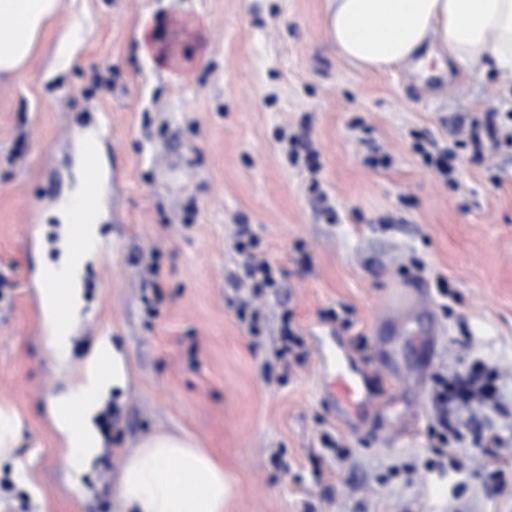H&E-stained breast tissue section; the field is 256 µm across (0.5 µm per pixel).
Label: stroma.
<instances>
[{"label":"stroma","instance_id":"stroma-1","mask_svg":"<svg viewBox=\"0 0 512 512\" xmlns=\"http://www.w3.org/2000/svg\"><path fill=\"white\" fill-rule=\"evenodd\" d=\"M326 12L327 0H62L25 68L0 76V402L24 420L0 462V512H120L124 458L159 431L191 434L223 464L226 512H512V463L499 492L481 483V450L463 449L461 487L424 466L434 372L471 350L512 401V148L461 153L449 181L421 151L452 141L459 120L512 113V76L363 71L337 57ZM146 18L184 68L142 54ZM92 127L106 221L74 345L113 337L129 380L79 480L49 413L72 373L43 346L39 269L57 255L52 211ZM322 191L336 223L317 208ZM240 224L279 270L256 299ZM439 276L456 299L430 301L434 361L423 368V322L409 315L390 340L396 384L376 360L383 300ZM230 297L252 299L257 332ZM287 323L303 360L280 353ZM333 334L388 397L359 430L322 398L317 348Z\"/></svg>","mask_w":512,"mask_h":512}]
</instances>
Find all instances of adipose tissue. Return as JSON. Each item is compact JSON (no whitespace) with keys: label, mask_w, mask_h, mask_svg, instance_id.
<instances>
[{"label":"adipose tissue","mask_w":512,"mask_h":512,"mask_svg":"<svg viewBox=\"0 0 512 512\" xmlns=\"http://www.w3.org/2000/svg\"><path fill=\"white\" fill-rule=\"evenodd\" d=\"M59 0H0V75H11L34 55ZM326 34L339 57L384 72L406 63L449 60L480 75L492 67L512 75V0H328ZM99 181L82 178L75 199L63 201L61 256L41 268L43 343L77 376L50 403L74 474L86 471L103 446L97 417L128 384L124 349L101 336L82 358L73 338L86 317V267L102 242L105 218ZM85 244L82 255L72 239ZM230 490L224 469L192 437L160 432L145 438L123 461L117 486L122 512H224Z\"/></svg>","instance_id":"adipose-tissue-1"}]
</instances>
